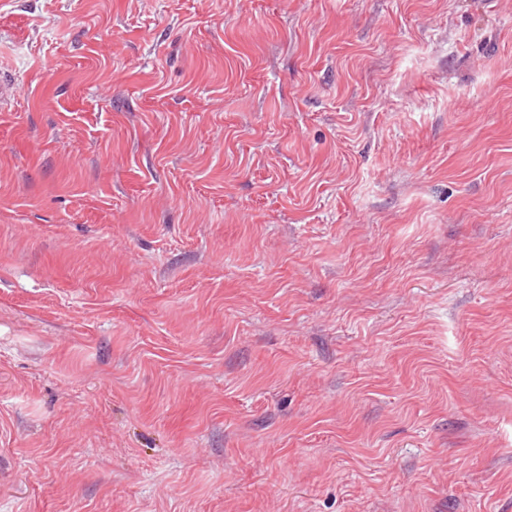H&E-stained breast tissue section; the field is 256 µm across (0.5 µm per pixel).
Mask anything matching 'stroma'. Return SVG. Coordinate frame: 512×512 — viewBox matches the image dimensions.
<instances>
[{
    "instance_id": "35a3bbf8",
    "label": "stroma",
    "mask_w": 512,
    "mask_h": 512,
    "mask_svg": "<svg viewBox=\"0 0 512 512\" xmlns=\"http://www.w3.org/2000/svg\"><path fill=\"white\" fill-rule=\"evenodd\" d=\"M0 512H512V0H0Z\"/></svg>"
}]
</instances>
